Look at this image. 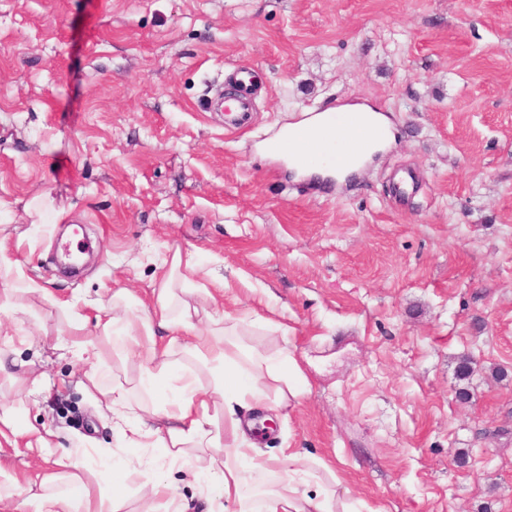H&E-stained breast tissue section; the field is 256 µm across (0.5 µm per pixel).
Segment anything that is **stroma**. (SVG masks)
<instances>
[{
  "label": "stroma",
  "instance_id": "obj_1",
  "mask_svg": "<svg viewBox=\"0 0 512 512\" xmlns=\"http://www.w3.org/2000/svg\"><path fill=\"white\" fill-rule=\"evenodd\" d=\"M238 65L245 129L207 108ZM350 103L395 139L345 182L269 150ZM72 224L94 247L76 277L54 261ZM0 246L51 291L0 311L9 357L47 380L0 378V407L92 474L126 463L123 512L156 476L186 512L213 490L162 449L128 454L56 339L145 295L176 248L199 257L192 287L225 280L205 312L270 322L250 343L304 370L262 458L305 449L298 480L357 512H512V0H0Z\"/></svg>",
  "mask_w": 512,
  "mask_h": 512
}]
</instances>
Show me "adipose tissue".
<instances>
[{"instance_id": "1", "label": "adipose tissue", "mask_w": 512, "mask_h": 512, "mask_svg": "<svg viewBox=\"0 0 512 512\" xmlns=\"http://www.w3.org/2000/svg\"><path fill=\"white\" fill-rule=\"evenodd\" d=\"M360 113V123L336 127L330 134L332 140L347 145L345 163L320 165L315 174L344 179L391 141V125L384 114L365 106ZM196 270L194 252L174 250L158 268L150 309L139 325L126 318L129 296L118 291L111 303L97 306L95 336H87L84 323L79 322L60 337L63 347L90 365L81 386L100 409L112 415L128 453L164 449L167 458L181 463L193 478L207 479L217 501L233 512H334L332 500L296 485L291 466L302 460L300 450L262 461L252 434L255 423L249 414L263 398L272 396L283 403L303 394L306 378L300 364L290 350L268 352L248 343L254 325L249 318L236 317L228 323L219 316L212 319L208 331H201L198 308L176 291L177 284L187 283ZM133 331L139 334L135 342L140 355L138 382L151 398L150 405L138 408L131 404L129 387L119 381L102 385L98 372L106 362L107 348ZM176 346L209 371L211 390L201 391L193 372L173 375L169 356ZM4 445L37 453L36 460L25 463L27 495L12 505L11 512H72L76 506L81 512H120L131 479L124 463L108 465L98 487H91L84 478V452L58 450L53 431L20 422L11 408L0 410V447ZM252 460L286 483L284 490L266 491L257 510L244 493L243 464ZM46 461L52 463V471L43 470ZM60 482L65 489L58 493L54 487Z\"/></svg>"}]
</instances>
